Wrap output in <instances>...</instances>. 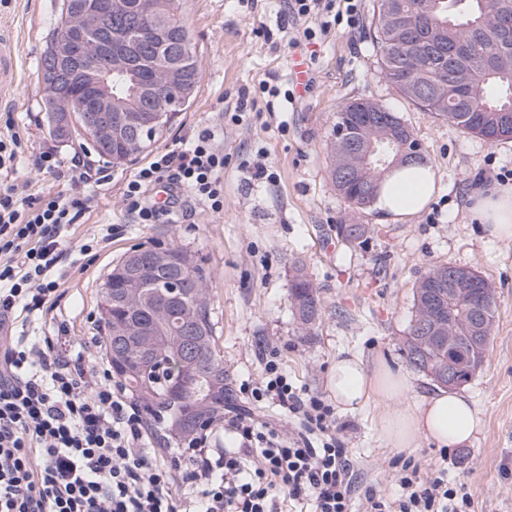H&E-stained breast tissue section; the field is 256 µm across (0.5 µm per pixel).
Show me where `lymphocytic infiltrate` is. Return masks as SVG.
Listing matches in <instances>:
<instances>
[{
  "label": "lymphocytic infiltrate",
  "instance_id": "obj_1",
  "mask_svg": "<svg viewBox=\"0 0 512 512\" xmlns=\"http://www.w3.org/2000/svg\"><path fill=\"white\" fill-rule=\"evenodd\" d=\"M284 14L319 19V28L302 32L310 41L342 23L355 27L358 5L285 0ZM220 139V128H204L139 168L122 193L136 223L166 216L147 199L163 181L223 211ZM21 153L20 136L0 132V512H352L358 493L365 512H470L465 482L449 479L447 468L410 460L396 475L395 496L356 489L333 407L290 385L274 349L250 397L297 417L294 433L241 411L224 421L232 447H210L202 432L159 462L150 447L153 423L108 372L88 367L81 353L59 351L56 337L15 330L17 315L35 318L54 305L63 238L89 209L79 185L92 177L46 150L35 166L68 189L24 194L15 177Z\"/></svg>",
  "mask_w": 512,
  "mask_h": 512
}]
</instances>
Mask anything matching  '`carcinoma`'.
<instances>
[{
	"mask_svg": "<svg viewBox=\"0 0 512 512\" xmlns=\"http://www.w3.org/2000/svg\"><path fill=\"white\" fill-rule=\"evenodd\" d=\"M78 0H63L54 29L41 57V78L54 81L47 66L68 28L76 22ZM378 21L373 31L384 77L406 98L425 110L445 118L466 133L493 143L512 140V39L496 34L501 21L512 24V0H377ZM116 43L112 69L120 87L112 98L113 111L150 108L165 113L162 125L149 129L137 140H112V155L103 159L118 167L135 161L150 148L180 109L170 106L178 98L187 107L196 96L200 82L199 55L192 30L179 11L177 0H121L109 20ZM147 84V99L125 93L128 83ZM42 111L54 137H64L62 125L67 113L42 98ZM336 127L361 133L364 144L382 135L375 124L362 120L358 103L352 101L338 110ZM331 178L342 197L352 206L367 208L374 203L381 178L363 169L361 158L345 156L336 141L329 145ZM167 253L182 274L184 294L175 312L159 306L164 278L156 273L151 259ZM135 253L143 266L139 288L133 291L135 304L117 300L126 288L125 260ZM448 273V287L454 277L466 272L447 264L431 266L414 291V312L404 342L407 360L414 369L426 367L422 356L420 327L437 314H444L457 330L467 324L468 304L440 300L429 287L433 275ZM111 277L101 288L112 289V300L99 294V327L103 333L106 358H111L112 342L120 336L131 339L152 336L155 350L142 370L119 379L130 398L150 417L161 421L170 433L174 419L187 424L182 439L202 425L224 418V409L236 405L232 379L224 369V355L218 348L211 319L210 273L197 254L178 246H135L113 265ZM471 295L491 309L486 336H491L497 314L494 286L478 273L471 274ZM299 325L305 332L319 319L321 298L304 264L296 262L290 286ZM180 336L198 343L197 364L201 374L218 372L224 377V393L208 409L196 405L191 392L173 401L169 389L174 371L185 359ZM488 345L477 349L461 346L458 358L471 362L459 373L458 381L469 382L482 366Z\"/></svg>",
	"mask_w": 512,
	"mask_h": 512,
	"instance_id": "obj_1",
	"label": "carcinoma"
}]
</instances>
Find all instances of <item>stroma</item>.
I'll return each instance as SVG.
<instances>
[{
  "instance_id": "obj_1",
  "label": "stroma",
  "mask_w": 512,
  "mask_h": 512,
  "mask_svg": "<svg viewBox=\"0 0 512 512\" xmlns=\"http://www.w3.org/2000/svg\"><path fill=\"white\" fill-rule=\"evenodd\" d=\"M198 45L200 88L157 143V150L220 123L224 167V210L202 209L190 196L181 207L189 222L135 223L122 192L134 167L115 169L89 150L87 141L63 142L50 134L42 110L38 72L60 0H0V36L14 46L18 84L0 91V130L12 125L26 145L19 161L28 193L58 192L64 183L33 168L34 155L54 150L63 163L80 157L103 171L82 189L92 200L83 224L66 237L62 297L40 325L63 328L67 343L79 344L87 365L106 366L98 323L100 285L129 248L160 241L199 252L213 276L212 319L237 403L260 421L287 422L277 407L241 394L260 377L266 346L277 347L288 380L331 402L328 379L336 358L357 354L366 367L386 361L408 368L403 342L413 314L414 288L434 264L466 266L490 281L498 315L482 367L462 386L480 411L484 428L470 443L442 450L426 439L412 448L384 444L379 421L383 405L337 411L340 438L350 450L357 486L396 490V460L445 465L449 478L466 482L472 512H512V240L490 238L473 220L469 196L477 185L494 186L512 171V141L489 143L463 133L452 122L405 98L382 75L369 31L376 0H359L355 29L339 25L299 46L283 38L279 0H179ZM272 31L271 39L257 34ZM293 90L287 111L250 112L241 124L223 122L242 93L261 81ZM369 98L398 113L422 143L438 192L418 214L387 219L375 208L348 205L331 179L328 145L336 113ZM268 175L251 176L256 159ZM111 234H104V225ZM344 224L371 228L364 242H348ZM98 238L94 257L80 248ZM302 260L320 292L323 309L310 333L299 328L290 297L292 263Z\"/></svg>"
}]
</instances>
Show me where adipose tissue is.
<instances>
[{
    "label": "adipose tissue",
    "mask_w": 512,
    "mask_h": 512,
    "mask_svg": "<svg viewBox=\"0 0 512 512\" xmlns=\"http://www.w3.org/2000/svg\"><path fill=\"white\" fill-rule=\"evenodd\" d=\"M434 190L432 165L408 164L381 182L376 206L395 219L410 216L428 204ZM471 210L490 238L512 239V185L476 190ZM329 389L337 406L345 411L372 401L386 404L380 433L395 448L413 447L422 438L440 448L460 447L469 444L484 427L478 409L467 396L443 388L428 396H416L412 374L382 361L369 369L359 356L338 358L330 371ZM408 397L413 400L412 408H400V401Z\"/></svg>",
    "instance_id": "adipose-tissue-1"
}]
</instances>
